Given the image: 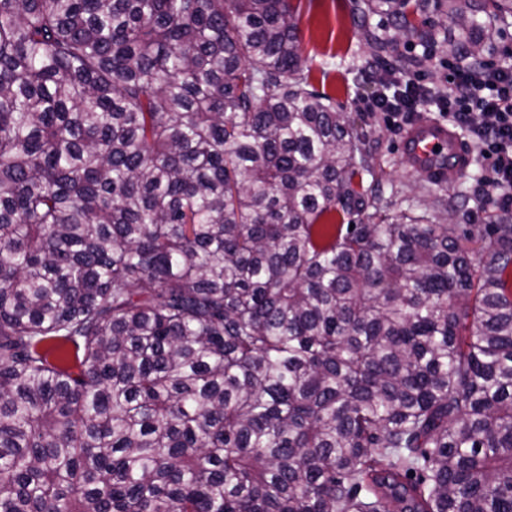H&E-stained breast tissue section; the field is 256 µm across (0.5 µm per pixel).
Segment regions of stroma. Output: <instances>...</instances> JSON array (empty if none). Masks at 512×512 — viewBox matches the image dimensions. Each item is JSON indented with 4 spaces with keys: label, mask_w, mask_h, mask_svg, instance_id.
Listing matches in <instances>:
<instances>
[{
    "label": "stroma",
    "mask_w": 512,
    "mask_h": 512,
    "mask_svg": "<svg viewBox=\"0 0 512 512\" xmlns=\"http://www.w3.org/2000/svg\"><path fill=\"white\" fill-rule=\"evenodd\" d=\"M299 5V31L307 59L305 73L312 90L330 96L338 111L349 113L365 134L364 147L373 171L365 183L374 184L381 204L398 211L412 206L427 211L433 220L453 214L459 224H512V213L484 203L479 194L483 160L474 157L468 172L452 186L431 183L424 173L407 168L398 153L404 128L391 125L384 113L371 112L366 99L385 77L395 59L405 62L409 78L429 86L445 87L448 42L456 27L439 0H430L419 18L440 32L432 51L415 40L399 39L392 58L376 64V74L363 70L373 62L369 41L354 10V0H293ZM374 63V62H373Z\"/></svg>",
    "instance_id": "1"
}]
</instances>
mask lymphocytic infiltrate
<instances>
[{
  "label": "lymphocytic infiltrate",
  "mask_w": 512,
  "mask_h": 512,
  "mask_svg": "<svg viewBox=\"0 0 512 512\" xmlns=\"http://www.w3.org/2000/svg\"><path fill=\"white\" fill-rule=\"evenodd\" d=\"M426 85L407 81L393 94L375 92L369 109L391 119L413 116L427 101ZM440 112L457 127L468 128L485 162L482 187L488 201L512 211V64H454L448 90L438 99Z\"/></svg>",
  "instance_id": "lymphocytic-infiltrate-1"
}]
</instances>
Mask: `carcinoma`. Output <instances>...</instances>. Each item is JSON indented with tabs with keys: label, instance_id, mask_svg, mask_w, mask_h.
I'll return each mask as SVG.
<instances>
[{
	"label": "carcinoma",
	"instance_id": "carcinoma-1",
	"mask_svg": "<svg viewBox=\"0 0 512 512\" xmlns=\"http://www.w3.org/2000/svg\"><path fill=\"white\" fill-rule=\"evenodd\" d=\"M305 69L292 0H0V512H512V224L383 211Z\"/></svg>",
	"mask_w": 512,
	"mask_h": 512
}]
</instances>
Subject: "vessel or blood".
Wrapping results in <instances>:
<instances>
[{"label": "vessel or blood", "instance_id": "1", "mask_svg": "<svg viewBox=\"0 0 512 512\" xmlns=\"http://www.w3.org/2000/svg\"><path fill=\"white\" fill-rule=\"evenodd\" d=\"M400 154L407 166L441 184L453 181L472 161L469 145L444 123L431 120L412 124Z\"/></svg>", "mask_w": 512, "mask_h": 512}]
</instances>
